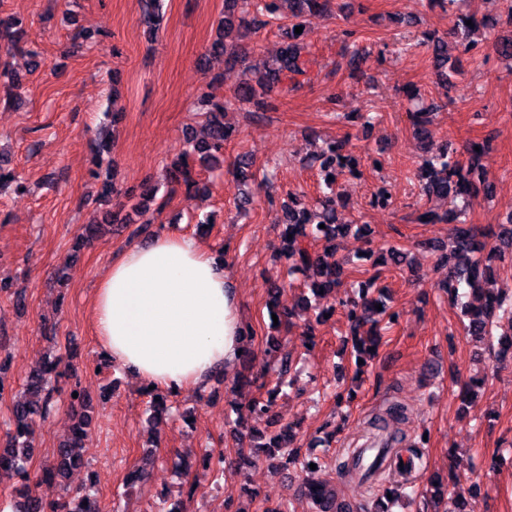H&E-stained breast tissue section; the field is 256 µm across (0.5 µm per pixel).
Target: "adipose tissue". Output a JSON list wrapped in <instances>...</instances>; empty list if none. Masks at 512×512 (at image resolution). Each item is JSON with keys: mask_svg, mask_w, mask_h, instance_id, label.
Listing matches in <instances>:
<instances>
[{"mask_svg": "<svg viewBox=\"0 0 512 512\" xmlns=\"http://www.w3.org/2000/svg\"><path fill=\"white\" fill-rule=\"evenodd\" d=\"M94 308L108 358L154 387L207 383L243 348L227 269L178 233L125 249L101 277Z\"/></svg>", "mask_w": 512, "mask_h": 512, "instance_id": "ef3b65f1", "label": "adipose tissue"}]
</instances>
